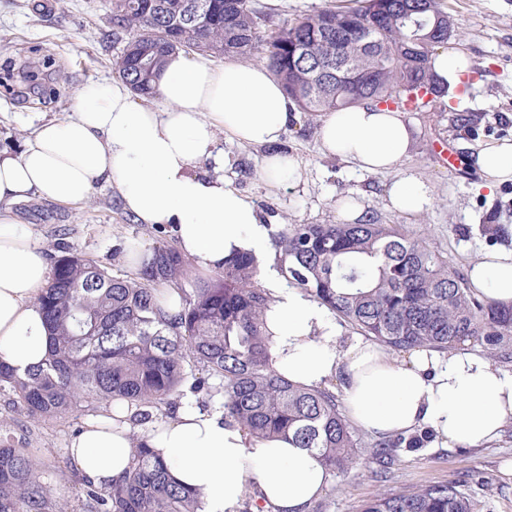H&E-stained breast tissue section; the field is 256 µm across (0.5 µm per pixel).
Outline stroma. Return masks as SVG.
I'll use <instances>...</instances> for the list:
<instances>
[{
	"label": "stroma",
	"mask_w": 512,
	"mask_h": 512,
	"mask_svg": "<svg viewBox=\"0 0 512 512\" xmlns=\"http://www.w3.org/2000/svg\"><path fill=\"white\" fill-rule=\"evenodd\" d=\"M442 2L458 31L448 45L465 51L469 74L447 97L407 111L413 146L401 165L430 184L433 208L411 217L389 209V176L363 173L321 153L317 118L301 115L282 138L284 151L301 166L299 182L266 188L258 176L262 150L224 144L225 152L238 159L226 178L267 223L339 221V200L359 192L367 214L378 223L424 238L459 272H467L483 251L512 248V183L491 194L478 190L480 174L467 162L481 144L512 138V0ZM118 51L107 0H0V78H10L6 84L0 81V150L20 154L41 117L72 116L85 82L115 79L112 59ZM41 60L48 63L44 88L33 93L23 71L27 63ZM13 212L34 230L50 263L70 253L125 275L127 244H177L170 231L135 222L105 183L95 184L90 197L77 205L33 197L14 205ZM98 409V404L81 402L63 418L35 419L14 405L11 393L0 391V438L33 449L45 464L41 478L63 512L84 510L82 476L70 466L66 448ZM59 466L64 469L60 475L55 472ZM459 479L469 483L475 512H512V426L486 446L399 451L384 470L369 455H359L351 470L330 479L319 503L322 512H362L377 495Z\"/></svg>",
	"instance_id": "1"
}]
</instances>
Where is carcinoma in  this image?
<instances>
[{
	"label": "carcinoma",
	"mask_w": 512,
	"mask_h": 512,
	"mask_svg": "<svg viewBox=\"0 0 512 512\" xmlns=\"http://www.w3.org/2000/svg\"><path fill=\"white\" fill-rule=\"evenodd\" d=\"M423 7L428 24L416 29L403 14ZM112 38L123 44L112 69L141 95L153 92L169 54L263 60L297 111L306 116L365 102L401 104L441 97L429 61L447 44L430 28L454 22L440 0H356L303 14L267 41V14L254 0H112ZM372 27V44L344 39L350 68L372 72L368 85L341 88L319 68L336 62V34L359 21ZM273 269L285 282L319 300L361 335L393 352L454 350L480 342L502 363L512 362V305L495 306L474 293L468 279L424 240L389 224H284L271 234ZM187 262L174 248L155 246L134 276L111 275L74 255L55 261L37 303L50 344L45 362L19 375L0 361V389L26 411L56 419L80 401L122 404L135 426L152 423L188 394L203 410L224 397V421L260 439L290 437L315 451L330 476L357 460L363 442L325 388L289 381L271 364L264 319L272 302L251 253L224 260V268L194 283L174 313L157 301L158 287H181ZM426 431L383 437L372 456L388 464L402 449L422 448ZM88 512H200L193 492L177 484L144 440L137 441L128 474L107 488L84 480ZM0 512H60L41 480L29 448L0 440ZM362 512H474L463 481L382 494Z\"/></svg>",
	"instance_id": "carcinoma-1"
}]
</instances>
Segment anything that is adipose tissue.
Here are the masks:
<instances>
[{
  "mask_svg": "<svg viewBox=\"0 0 512 512\" xmlns=\"http://www.w3.org/2000/svg\"><path fill=\"white\" fill-rule=\"evenodd\" d=\"M295 118L282 84L261 64L216 65L175 53L151 100L122 80L85 83L73 117L42 122L19 155L0 153V359L23 372L49 347L37 304L49 266L14 204L33 196L77 204L105 182L138 223L169 229L198 268L217 271L235 252L263 256L270 245L253 203L209 171L226 165L217 132L263 149L261 178L275 188L301 177L279 148ZM318 139L324 153L367 173L397 171L411 145L405 114L377 104L322 113ZM472 162L481 188L512 182V142L484 144ZM386 198L408 216L434 203L430 185L405 173L387 185ZM469 280L490 303L511 305L512 251L483 253ZM271 292L273 369L308 388L339 384L347 416L367 433L425 427L442 447L464 448L490 443L512 424V374L483 357L416 348L397 362L378 343L345 338L335 315L299 289L276 280ZM133 433L127 410L104 407L70 440L68 455L86 478L108 487L131 468ZM144 440L171 477L195 491L203 512H242L249 496L273 512H307L328 486L314 452L255 438L225 424L223 409H200L191 398L151 424Z\"/></svg>",
  "mask_w": 512,
  "mask_h": 512,
  "instance_id": "adipose-tissue-1",
  "label": "adipose tissue"
}]
</instances>
